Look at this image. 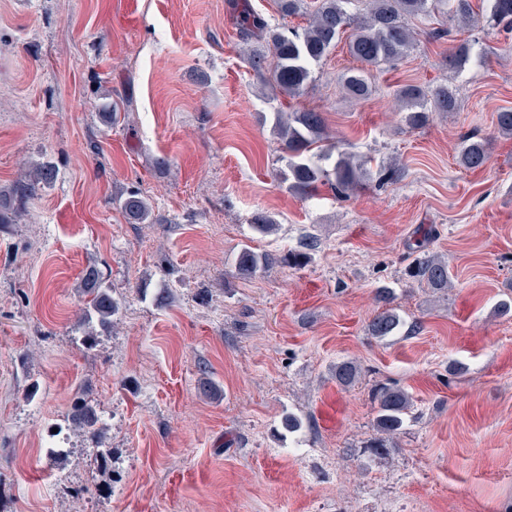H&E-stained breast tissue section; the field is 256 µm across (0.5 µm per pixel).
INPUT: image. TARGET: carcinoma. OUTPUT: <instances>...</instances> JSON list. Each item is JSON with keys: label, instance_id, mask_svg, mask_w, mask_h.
<instances>
[{"label": "carcinoma", "instance_id": "obj_1", "mask_svg": "<svg viewBox=\"0 0 512 512\" xmlns=\"http://www.w3.org/2000/svg\"><path fill=\"white\" fill-rule=\"evenodd\" d=\"M448 2L451 17L467 25L476 21L472 0H369L365 13L356 15L348 10L351 0H320L309 14L306 27L288 33L268 26L261 17L245 13L244 34L260 38L249 55L253 70H269L279 94L287 97L300 95L312 76V69L319 64L336 45L340 35L349 33V51L363 68L347 72L342 77L344 88L355 98H365L371 92L368 68L381 69L401 59L413 42V32L405 19L410 15H428L442 2ZM487 22L512 31V0H487ZM473 56V46L467 41L453 45L448 62L455 68L464 66ZM406 103V124L417 129L430 121L434 112H452L456 97L446 85L424 88L406 84L398 90ZM273 133L281 140L288 153L287 169L279 173L287 189L300 195L310 196L327 186L338 195L358 187L365 175L362 165L341 154L331 168L316 161L324 135V119L321 113L298 108L292 112L276 113ZM490 160L489 143L476 135L463 138L458 164L467 170H478ZM53 170L45 164H36L28 174L13 181L6 189H0V224H15L23 215L26 203L37 195L40 185L48 183ZM120 207L129 222L148 224L152 217L151 205L146 197L132 191L120 200ZM420 256L409 266L407 274L430 288L444 289L450 283L448 263L439 257L423 253L424 244L414 243ZM275 261L267 253H259L247 244L237 253L233 266L236 275L250 277L260 268ZM87 303L79 315L84 327V341L95 339L97 332L112 328L114 316L119 313L118 302L112 296V288L105 283L96 261L91 260L81 280ZM390 291L381 288L377 299L382 303L380 311L368 324V334L376 339L391 336L401 325L400 316L389 307ZM336 381L344 386L354 385L360 377V367L351 360L336 363ZM375 431L371 447L385 448L390 439L398 435L414 407L411 395L394 384L377 389L375 396ZM68 419L72 425L95 438L101 434L96 407L88 395L76 388L71 401Z\"/></svg>", "mask_w": 512, "mask_h": 512}]
</instances>
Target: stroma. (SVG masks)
I'll return each instance as SVG.
<instances>
[{
	"mask_svg": "<svg viewBox=\"0 0 512 512\" xmlns=\"http://www.w3.org/2000/svg\"><path fill=\"white\" fill-rule=\"evenodd\" d=\"M245 3L273 27L307 23L274 0H0V186L54 170L0 225V512H512V136L496 127L512 33L478 21L440 38L441 14L409 19L411 49L371 70L364 99L341 86L359 63L338 42L293 104L322 112L324 152L371 177L304 197L277 176L280 102L248 63ZM461 39L488 60L449 68ZM405 84L452 88L455 111L408 128ZM470 134L490 141L484 169L457 162ZM131 190L152 223L125 218ZM261 216L277 230L254 235ZM307 240L304 265L283 263ZM418 241L451 287L408 280ZM245 244L274 261L241 279ZM92 258L121 307L87 349ZM382 286L402 323L377 340ZM342 360L361 369L349 387ZM386 383L415 407L378 453L371 394ZM81 384L98 441L67 420Z\"/></svg>",
	"mask_w": 512,
	"mask_h": 512,
	"instance_id": "1",
	"label": "stroma"
}]
</instances>
